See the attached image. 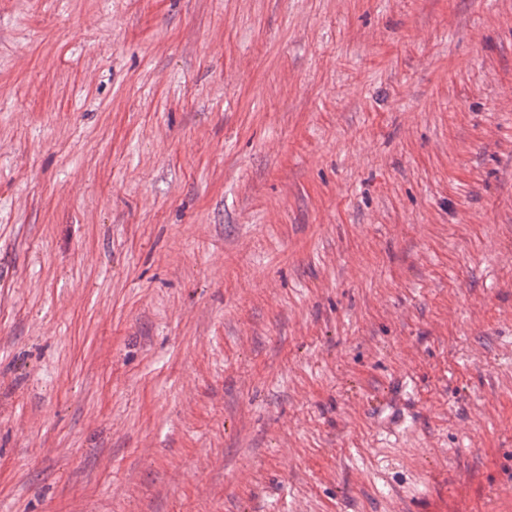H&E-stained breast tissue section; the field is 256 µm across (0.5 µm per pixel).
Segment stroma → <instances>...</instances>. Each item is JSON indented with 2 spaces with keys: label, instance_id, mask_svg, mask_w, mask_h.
Here are the masks:
<instances>
[{
  "label": "stroma",
  "instance_id": "1",
  "mask_svg": "<svg viewBox=\"0 0 512 512\" xmlns=\"http://www.w3.org/2000/svg\"><path fill=\"white\" fill-rule=\"evenodd\" d=\"M0 512H512V0H0Z\"/></svg>",
  "mask_w": 512,
  "mask_h": 512
}]
</instances>
